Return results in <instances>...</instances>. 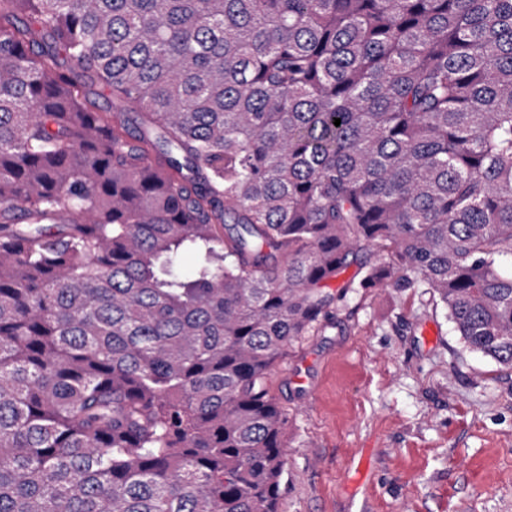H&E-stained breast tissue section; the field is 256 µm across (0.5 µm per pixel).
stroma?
<instances>
[{"label": "stroma", "instance_id": "35a3bbf8", "mask_svg": "<svg viewBox=\"0 0 512 512\" xmlns=\"http://www.w3.org/2000/svg\"><path fill=\"white\" fill-rule=\"evenodd\" d=\"M281 512H512V370L425 288H354L277 364Z\"/></svg>", "mask_w": 512, "mask_h": 512}]
</instances>
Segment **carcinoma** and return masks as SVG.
Instances as JSON below:
<instances>
[{"mask_svg": "<svg viewBox=\"0 0 512 512\" xmlns=\"http://www.w3.org/2000/svg\"><path fill=\"white\" fill-rule=\"evenodd\" d=\"M361 253L512 370V0H0V512H280Z\"/></svg>", "mask_w": 512, "mask_h": 512, "instance_id": "obj_1", "label": "carcinoma"}]
</instances>
